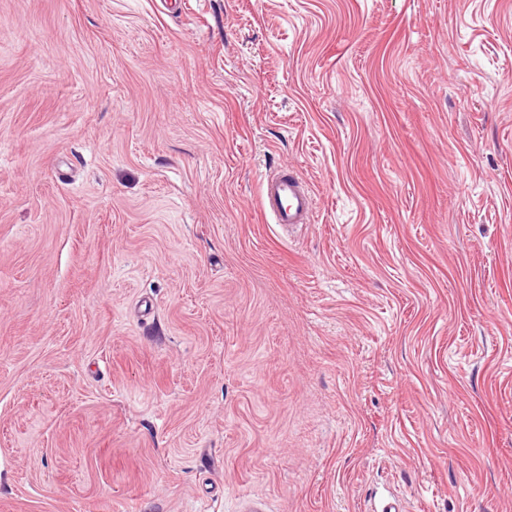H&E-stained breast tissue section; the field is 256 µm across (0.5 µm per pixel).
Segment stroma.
I'll return each mask as SVG.
<instances>
[{
  "mask_svg": "<svg viewBox=\"0 0 512 512\" xmlns=\"http://www.w3.org/2000/svg\"><path fill=\"white\" fill-rule=\"evenodd\" d=\"M387 495L512 512V0H0V512ZM262 196L273 224L290 230L310 223L315 199L294 173L281 170L267 176Z\"/></svg>",
  "mask_w": 512,
  "mask_h": 512,
  "instance_id": "35a3bbf8",
  "label": "stroma"
}]
</instances>
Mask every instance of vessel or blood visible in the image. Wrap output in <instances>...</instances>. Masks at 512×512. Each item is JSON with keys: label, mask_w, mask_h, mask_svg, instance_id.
Segmentation results:
<instances>
[{"label": "vessel or blood", "mask_w": 512, "mask_h": 512, "mask_svg": "<svg viewBox=\"0 0 512 512\" xmlns=\"http://www.w3.org/2000/svg\"><path fill=\"white\" fill-rule=\"evenodd\" d=\"M262 196L273 223L293 229L310 222L315 199L294 173L281 170L267 176Z\"/></svg>", "instance_id": "b4317fda"}]
</instances>
